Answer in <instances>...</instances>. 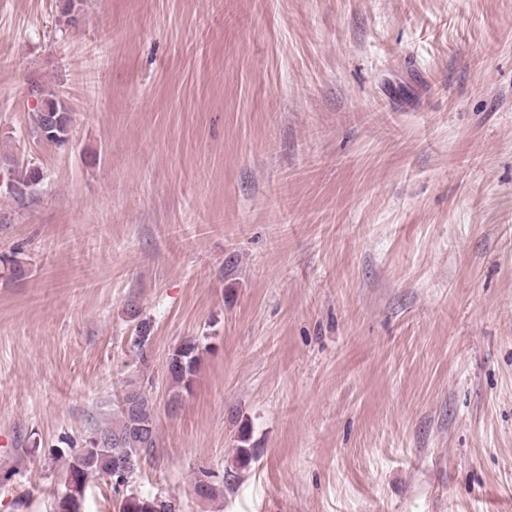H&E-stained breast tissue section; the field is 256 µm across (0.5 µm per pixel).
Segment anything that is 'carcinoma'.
Listing matches in <instances>:
<instances>
[{"label": "carcinoma", "instance_id": "1", "mask_svg": "<svg viewBox=\"0 0 512 512\" xmlns=\"http://www.w3.org/2000/svg\"><path fill=\"white\" fill-rule=\"evenodd\" d=\"M38 94L40 104L28 116L30 132L56 146L66 144L70 116L65 104L50 90L40 89ZM41 181L40 169L30 167L25 173L10 178L6 192L16 198L34 195ZM202 352L199 339L192 337L182 341L170 354L167 405L171 408H178L184 396L191 393ZM249 437V427H242L241 446L236 449L237 464L241 468L253 460L252 449L245 447ZM156 441V404L146 390L134 386L131 394L124 393L119 398L116 420L94 429L85 446L71 449L66 460L64 491L57 499V512H80L86 484L93 476L110 477L116 490L124 486L140 468L142 454L156 448ZM118 512H175V507L170 500L131 493L120 498Z\"/></svg>", "mask_w": 512, "mask_h": 512}]
</instances>
